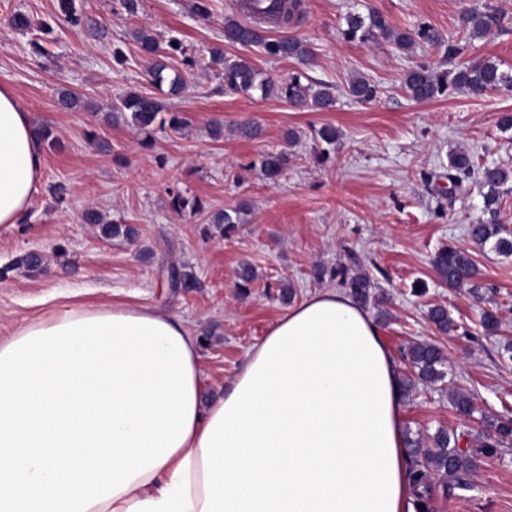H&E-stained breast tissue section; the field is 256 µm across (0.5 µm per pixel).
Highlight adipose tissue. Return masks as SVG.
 <instances>
[{
	"instance_id": "ef3b65f1",
	"label": "adipose tissue",
	"mask_w": 512,
	"mask_h": 512,
	"mask_svg": "<svg viewBox=\"0 0 512 512\" xmlns=\"http://www.w3.org/2000/svg\"><path fill=\"white\" fill-rule=\"evenodd\" d=\"M43 170L0 87V224ZM198 340L151 307L65 306L0 341V512H412L399 365L371 313L308 293L203 397Z\"/></svg>"
}]
</instances>
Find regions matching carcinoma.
Returning <instances> with one entry per match:
<instances>
[{
	"label": "carcinoma",
	"mask_w": 512,
	"mask_h": 512,
	"mask_svg": "<svg viewBox=\"0 0 512 512\" xmlns=\"http://www.w3.org/2000/svg\"><path fill=\"white\" fill-rule=\"evenodd\" d=\"M60 11L67 23L80 26L82 15L75 10L73 0H58ZM301 0H282L277 7L275 19L283 27H290L298 21ZM512 25L509 12L496 7L486 6L479 10L467 7L461 16V28L466 37L456 38L452 35L441 36L436 29L421 22L409 30H396L380 12L371 10L365 16L350 13L345 17L343 34L347 40L365 44L369 41L383 39L398 50L411 54L417 47L426 44L432 48L443 50L448 68L436 70L425 64H417L409 68L403 76V86L410 97L416 102L432 101L441 97H449L454 93L466 92L471 96L481 97L489 92L503 88H512V68L504 69L502 64L491 60L462 61L460 56L465 50L463 42L483 40L495 33H506ZM134 38L143 55L150 60L149 72L154 84L160 86L168 83V94L177 95L184 88V80L178 73L166 75L168 64L160 58L158 43L151 31L140 27L134 32ZM224 44L229 46H257L265 54L272 57L293 58L301 64L312 60L311 50L299 39H272L259 24L244 25L233 19L224 21ZM211 66L220 67L224 75V90L229 93L251 94L260 93L264 98L276 97L290 105L310 111L322 112L330 109L336 102V87L322 84L314 89L302 81V75L294 73L286 81L274 79L259 70L250 60L243 57H228L224 48L216 46L209 51ZM347 93L360 102H370L377 97L378 86L364 77H354L349 81ZM59 104L72 109L83 107L97 110L91 101H84L72 91L64 89L58 95ZM112 117L117 119L130 116L131 123L147 134L156 129L168 128L179 132L187 126V121L180 112L165 110L161 99L145 92L130 91L110 107ZM288 164V153L272 152L266 154L261 162V171L265 179L275 181ZM477 174L478 182L487 188L484 196L487 208L499 203V189L512 183V169L499 165H485L474 169L472 155L464 149H457L448 157V183L451 191L461 187L462 182ZM245 207L224 209L214 212L209 223L215 225L221 233L233 230L234 225L243 222L242 214ZM87 224L97 226L99 233L106 239L123 238L131 240L136 235L135 228L127 224L108 221L102 212L89 208L83 213ZM504 228L500 224H472L469 235L473 243L479 247L494 243V248L506 256L512 255V239L502 236ZM438 279L450 289H459L470 282L476 274L471 258L463 251L452 246L438 250L432 261ZM330 277L339 280L352 296L366 301L371 288L370 278L362 273L350 274L345 269H338ZM428 319L438 330L448 332L454 329V322L448 311L441 306L429 309ZM412 373L403 378L405 395L416 390L417 385H434L446 377L444 366L446 359L442 351L430 343H415L406 354ZM449 400L456 412L462 416H470L476 408L473 397L463 389L451 392ZM495 433H484L473 439L476 451L492 454L512 438V427L498 423L494 425ZM461 436L439 428L426 437L407 438V446L411 455V479L418 489L417 512H430L433 496V484L436 479L461 486L460 476L471 466V455L468 450L459 447Z\"/></svg>",
	"instance_id": "obj_1"
}]
</instances>
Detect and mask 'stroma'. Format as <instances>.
<instances>
[{
  "label": "stroma",
  "mask_w": 512,
  "mask_h": 512,
  "mask_svg": "<svg viewBox=\"0 0 512 512\" xmlns=\"http://www.w3.org/2000/svg\"><path fill=\"white\" fill-rule=\"evenodd\" d=\"M479 0H302L304 16L294 28L268 26L270 38L294 36L314 51L309 64L276 59L258 48L223 46L227 56H243L272 76L287 80L302 73L312 85H335L336 103L308 112L278 98L225 92L224 81L208 68L209 51L223 45L224 20L249 22L243 0H210L198 16L194 0H140L128 14L120 0H75L86 18L72 27L60 18L57 0H0V86L11 89L39 126L49 127L55 145H43V172L37 192L20 223L0 224V341L33 320L53 315L61 304L151 306L181 317L200 342L204 394H223L247 351L288 307L331 280L317 282L315 267L362 270L371 278L372 304L382 336L400 368L409 345L428 342L448 358L443 382L417 387L403 406L409 435L445 427L477 436L487 422L512 418V256L493 245L477 247L469 225L501 224L512 230V187L496 210L484 191L470 183L464 194L438 192L440 176L455 149L468 150L478 165L512 169V130H502L501 113H512V90L482 97L458 93L429 102L412 100L402 86L406 70L424 62L444 69L442 51L423 46L404 55L388 42L344 40L350 13H382L396 28L430 23L440 33L461 35L463 5ZM29 15L35 26L18 30L13 14ZM146 27L160 52L178 40L186 88L167 97L169 110L184 113L182 132L156 131L152 141L129 122L109 120L111 103L130 90L148 91L149 63L134 39ZM121 49L117 63L113 49ZM357 75L374 82L370 102L349 97L344 88ZM99 104L96 112L65 109L60 89ZM221 120L222 139L208 125ZM254 120L258 139L235 135L233 126ZM336 127L339 138L321 163L315 132ZM96 132L109 144L95 147ZM298 133L287 144L288 132ZM287 151L278 181L266 180V153ZM68 188L56 201L51 184ZM198 200L201 211L175 212L171 195ZM241 204L249 212L234 232L209 229L211 212ZM96 208L137 231L135 239L101 238L82 214ZM467 252L479 270L459 290L437 278L433 254L443 245ZM36 251L42 271L19 267L18 259ZM257 271L248 290L238 288L241 262ZM193 272V288L171 285L172 269ZM447 308L455 328L441 334L426 313ZM496 312L497 333L485 331L483 311ZM452 387L474 398L472 417L457 415L448 399ZM452 494L436 490L433 512H512V445L478 454Z\"/></svg>",
  "instance_id": "obj_1"
}]
</instances>
